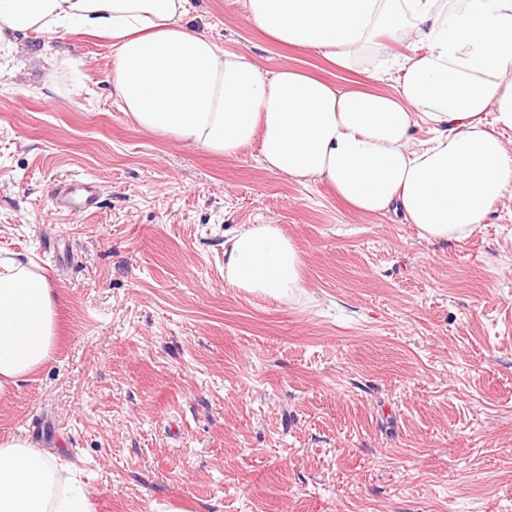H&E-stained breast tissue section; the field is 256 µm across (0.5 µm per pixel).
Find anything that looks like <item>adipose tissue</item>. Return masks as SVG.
I'll use <instances>...</instances> for the list:
<instances>
[{
  "instance_id": "obj_1",
  "label": "adipose tissue",
  "mask_w": 512,
  "mask_h": 512,
  "mask_svg": "<svg viewBox=\"0 0 512 512\" xmlns=\"http://www.w3.org/2000/svg\"><path fill=\"white\" fill-rule=\"evenodd\" d=\"M244 19L344 71L399 58L394 92L354 89L292 66L262 72L186 25L190 0H0V55L30 33L78 30L112 46L111 82L139 129L232 158L261 143L265 167L320 181L358 213L399 212L421 239L464 237L512 188V0H243ZM432 126L413 141L417 118ZM302 255L275 224L224 244L225 281L282 300ZM58 295L21 255L0 258V398L50 360ZM28 440L0 441V512H89L84 484Z\"/></svg>"
}]
</instances>
